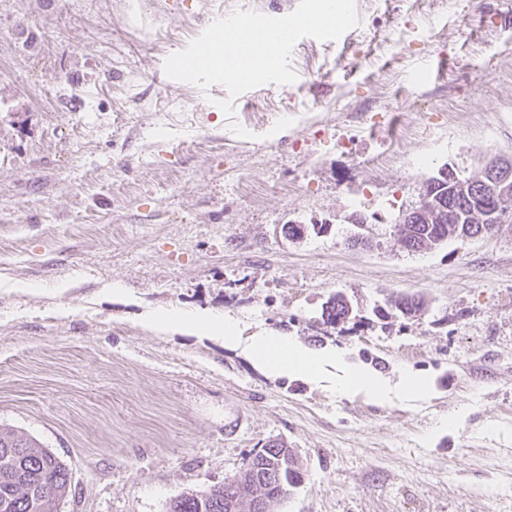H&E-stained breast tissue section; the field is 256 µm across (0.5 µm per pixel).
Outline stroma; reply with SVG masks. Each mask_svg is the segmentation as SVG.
<instances>
[{
	"label": "stroma",
	"instance_id": "obj_1",
	"mask_svg": "<svg viewBox=\"0 0 512 512\" xmlns=\"http://www.w3.org/2000/svg\"><path fill=\"white\" fill-rule=\"evenodd\" d=\"M298 4L0 0V429L70 465L57 512H166L274 441L304 479L273 512H512V224L416 254L393 233L441 167L512 157V24L486 21L512 0H356L358 26L301 38L296 82L229 116L223 86L166 76L217 19ZM353 213L372 246H348ZM339 292L357 316L325 323ZM393 292L425 314L383 311ZM169 310L409 367L433 394L269 379L147 328Z\"/></svg>",
	"mask_w": 512,
	"mask_h": 512
}]
</instances>
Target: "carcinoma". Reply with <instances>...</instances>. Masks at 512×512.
<instances>
[{
    "label": "carcinoma",
    "mask_w": 512,
    "mask_h": 512,
    "mask_svg": "<svg viewBox=\"0 0 512 512\" xmlns=\"http://www.w3.org/2000/svg\"><path fill=\"white\" fill-rule=\"evenodd\" d=\"M455 180L468 186V193L447 195L444 203L455 209L456 217L438 208L437 197L427 188L422 190L418 207L425 217L416 224L405 225L400 242H413L417 249L439 247L452 240L463 242L469 236H492L500 225L512 224V197L502 201L482 183V176ZM345 295L333 296L332 308L322 309L321 316L336 325L349 319ZM390 304L402 317L422 315L425 302L415 295L402 294ZM279 452L263 450L254 455L250 465L262 468L271 495L279 492L281 476L300 474L287 466L278 467ZM72 488V472L68 463L41 447L29 436L0 430V512H54L56 502ZM240 486L231 479L204 491L184 494L169 504L168 512H224V499L239 493Z\"/></svg>",
    "instance_id": "cac0c4a2"
}]
</instances>
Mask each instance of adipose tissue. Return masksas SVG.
<instances>
[{
	"label": "adipose tissue",
	"mask_w": 512,
	"mask_h": 512,
	"mask_svg": "<svg viewBox=\"0 0 512 512\" xmlns=\"http://www.w3.org/2000/svg\"><path fill=\"white\" fill-rule=\"evenodd\" d=\"M146 324L165 333L182 332L221 340L225 347L241 350L259 372L273 379L297 377L318 384L324 381L328 367H335L338 375L333 388L343 397L360 395L382 405L394 399L420 402L432 395L427 378L413 369H403L393 383L381 375L350 366L340 350L313 351L281 335L243 336L238 321L229 315L166 311L152 314Z\"/></svg>",
	"instance_id": "obj_1"
}]
</instances>
